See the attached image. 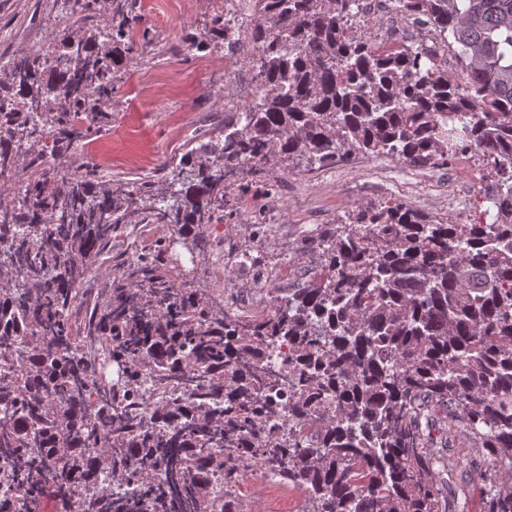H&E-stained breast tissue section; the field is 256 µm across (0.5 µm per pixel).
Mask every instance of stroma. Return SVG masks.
<instances>
[{
	"instance_id": "obj_1",
	"label": "stroma",
	"mask_w": 512,
	"mask_h": 512,
	"mask_svg": "<svg viewBox=\"0 0 512 512\" xmlns=\"http://www.w3.org/2000/svg\"><path fill=\"white\" fill-rule=\"evenodd\" d=\"M217 0H149L148 25L166 54H146L124 61L112 122L80 151L116 179L157 175L160 164L179 157L188 143L207 140L224 125V109L249 100L250 76L239 58L226 52L207 54L182 42L188 28H202ZM40 0H6L0 21L16 31L15 41L0 42V57L19 48L38 49L47 39ZM448 172L423 169L398 159L357 156L331 168L249 178L234 223L212 225L197 260L194 287L203 288L236 309L257 312L266 273L273 266H317L315 255L302 252V235L318 224L334 223L357 205L398 198L412 208L459 222L463 211L482 201L477 190L466 200L449 203L442 190ZM270 227L265 239L253 235L255 224ZM160 224H131L114 233L108 255L83 285L90 302L103 301L119 261L147 248ZM262 259L250 268L236 265L243 249ZM242 512H295L299 494L287 485L264 480L261 489L243 487Z\"/></svg>"
}]
</instances>
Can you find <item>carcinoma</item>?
<instances>
[{
	"instance_id": "carcinoma-1",
	"label": "carcinoma",
	"mask_w": 512,
	"mask_h": 512,
	"mask_svg": "<svg viewBox=\"0 0 512 512\" xmlns=\"http://www.w3.org/2000/svg\"><path fill=\"white\" fill-rule=\"evenodd\" d=\"M250 2L185 36L245 57L252 93L162 164V196L70 161L112 120L118 60L152 45L140 0H53L44 46L0 63V512L45 494L58 512H214L221 489L240 512L258 472L302 512H446L456 474L476 512H512V0H393L433 32L394 50L362 37L361 0ZM357 154L476 155L491 207L450 224L358 205L305 231L319 265L260 314L191 287L175 244L232 223L246 176ZM127 224L173 235L76 319ZM458 436L478 447L451 454Z\"/></svg>"
}]
</instances>
